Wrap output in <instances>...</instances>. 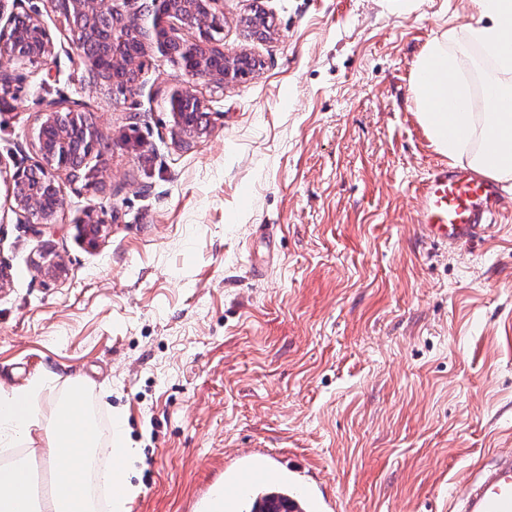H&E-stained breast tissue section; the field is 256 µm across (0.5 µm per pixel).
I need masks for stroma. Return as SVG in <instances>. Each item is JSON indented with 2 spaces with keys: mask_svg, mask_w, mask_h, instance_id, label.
I'll list each match as a JSON object with an SVG mask.
<instances>
[{
  "mask_svg": "<svg viewBox=\"0 0 512 512\" xmlns=\"http://www.w3.org/2000/svg\"><path fill=\"white\" fill-rule=\"evenodd\" d=\"M481 0H224V48L259 72L198 84L210 123L181 146L146 59L135 95L88 91L45 0L55 54L0 106V165L36 155L45 98L85 103L110 190L65 187L48 225L19 223L0 182V388L70 377L141 460L128 512H195L252 449L324 512H450L495 449L512 448V217L434 246L415 187L445 160L410 85L427 42L477 24ZM139 113L130 124V113ZM118 217L94 241L84 213ZM63 256L54 281L38 263Z\"/></svg>",
  "mask_w": 512,
  "mask_h": 512,
  "instance_id": "35a3bbf8",
  "label": "stroma"
}]
</instances>
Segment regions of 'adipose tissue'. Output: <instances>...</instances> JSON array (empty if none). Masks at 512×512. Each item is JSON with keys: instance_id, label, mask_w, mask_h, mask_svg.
Instances as JSON below:
<instances>
[{"instance_id": "ef3b65f1", "label": "adipose tissue", "mask_w": 512, "mask_h": 512, "mask_svg": "<svg viewBox=\"0 0 512 512\" xmlns=\"http://www.w3.org/2000/svg\"><path fill=\"white\" fill-rule=\"evenodd\" d=\"M481 5L483 22L448 29L426 46L412 92L419 120L440 153L512 183V113L501 111L496 101L500 95L512 97V0H482ZM492 128L500 141H489ZM52 391L50 380L40 378L0 395V447L33 448L46 440L53 471L49 490L38 498L29 467H0V512H96L87 478L99 439L86 405V383L69 379L65 394L45 417L38 403ZM123 431L122 420H115L109 452L116 465L104 472L106 483L118 490L112 512H126L135 492L127 472L139 454L128 447Z\"/></svg>"}]
</instances>
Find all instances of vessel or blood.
Instances as JSON below:
<instances>
[{"mask_svg": "<svg viewBox=\"0 0 512 512\" xmlns=\"http://www.w3.org/2000/svg\"><path fill=\"white\" fill-rule=\"evenodd\" d=\"M415 218L427 239L456 245L471 240L497 224L506 209L498 183L468 167L439 164L415 190ZM253 463L235 479L238 495H247L254 483L268 475L265 454L252 453ZM224 488H205L196 500L198 512H224ZM451 512H512V454H498L483 465L464 492L453 499Z\"/></svg>", "mask_w": 512, "mask_h": 512, "instance_id": "1", "label": "vessel or blood"}]
</instances>
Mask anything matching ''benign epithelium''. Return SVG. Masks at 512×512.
I'll list each match as a JSON object with an SVG mask.
<instances>
[{
	"label": "benign epithelium",
	"instance_id": "obj_1",
	"mask_svg": "<svg viewBox=\"0 0 512 512\" xmlns=\"http://www.w3.org/2000/svg\"><path fill=\"white\" fill-rule=\"evenodd\" d=\"M24 0H0V100L9 95L18 70L39 68L54 55V41L39 13ZM66 23L69 41L87 68L90 88L125 93L136 87L143 61L165 59L192 80L218 88L240 76L245 54L224 52L223 0H45ZM172 132L190 143L208 131L204 99L175 78L165 90ZM37 161L10 175L8 195L23 224H52L65 203V183L100 193L112 185L101 163L102 135L79 105L43 101L30 134Z\"/></svg>",
	"mask_w": 512,
	"mask_h": 512
}]
</instances>
